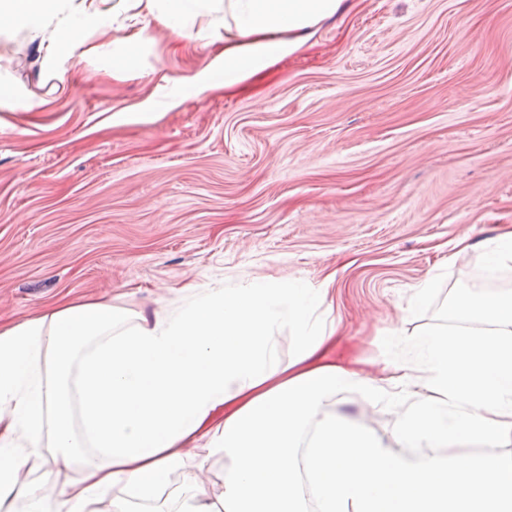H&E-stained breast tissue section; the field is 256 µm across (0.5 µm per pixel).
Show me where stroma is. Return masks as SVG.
I'll return each mask as SVG.
<instances>
[{"mask_svg":"<svg viewBox=\"0 0 512 512\" xmlns=\"http://www.w3.org/2000/svg\"><path fill=\"white\" fill-rule=\"evenodd\" d=\"M203 26L94 37L57 73L27 32L0 34V85L21 96L0 107V320L298 279L330 288L332 356L380 374L392 329L446 325L457 289L512 290V271L474 279L483 243L512 228V0H347L301 51L140 113L216 54ZM103 56L134 67L102 72ZM337 407L391 439L393 409L356 392Z\"/></svg>","mask_w":512,"mask_h":512,"instance_id":"obj_1","label":"stroma"}]
</instances>
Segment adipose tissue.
Listing matches in <instances>:
<instances>
[{"mask_svg": "<svg viewBox=\"0 0 512 512\" xmlns=\"http://www.w3.org/2000/svg\"><path fill=\"white\" fill-rule=\"evenodd\" d=\"M344 0H0V32L40 34L46 63L114 28L180 34L207 18L220 51L142 111L233 86L301 50ZM172 309L66 302L0 325V512H512V291L455 292L453 327L400 338L374 377L327 350L328 291L292 280L187 285ZM292 349L283 352V329ZM399 411L393 442L336 410L340 393ZM194 448L207 457L191 458ZM224 458V495L198 480ZM33 457L75 469L17 486Z\"/></svg>", "mask_w": 512, "mask_h": 512, "instance_id": "obj_1", "label": "adipose tissue"}]
</instances>
